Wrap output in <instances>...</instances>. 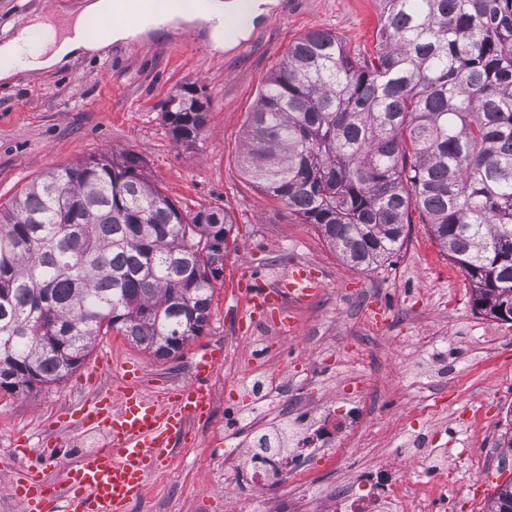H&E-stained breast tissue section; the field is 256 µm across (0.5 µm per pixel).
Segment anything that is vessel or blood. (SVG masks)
I'll return each mask as SVG.
<instances>
[{"instance_id":"vessel-or-blood-1","label":"vessel or blood","mask_w":512,"mask_h":512,"mask_svg":"<svg viewBox=\"0 0 512 512\" xmlns=\"http://www.w3.org/2000/svg\"><path fill=\"white\" fill-rule=\"evenodd\" d=\"M244 291L254 314L265 317L282 314L286 299L316 298L321 283L310 268L298 265L271 287L245 281ZM223 357L220 347L202 353L191 364L192 382L169 390L161 399L131 386L120 401L103 393L86 401L75 423L105 432L107 445L66 467L58 483L46 480L38 470H27L10 481L12 496L24 512H126L149 473L169 460L190 424L209 414L214 403L209 381Z\"/></svg>"}]
</instances>
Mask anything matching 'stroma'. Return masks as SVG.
<instances>
[{
	"instance_id": "35a3bbf8",
	"label": "stroma",
	"mask_w": 512,
	"mask_h": 512,
	"mask_svg": "<svg viewBox=\"0 0 512 512\" xmlns=\"http://www.w3.org/2000/svg\"><path fill=\"white\" fill-rule=\"evenodd\" d=\"M84 3L63 0L53 11L49 0H0V42L35 17L61 22ZM379 15L378 0H290L251 20L247 36L225 26L233 45L221 51L213 50L205 29L198 43L168 48L191 24L177 18L163 31L138 34L139 49L115 42L96 55L0 80V204L37 178L89 157L133 155L185 215L221 209L233 221L201 336L160 359L111 331L64 380L25 395L0 390V462L15 454L21 434L28 446L23 465L60 479L63 465L76 464L96 437L67 422L86 399L99 390L119 397L131 368L147 394L163 397L167 388L190 382L198 353L220 346L224 360L209 382L210 415L191 423L128 512H227L224 448L247 442L254 415L269 427L284 418L275 401L259 403L253 389L279 366V392L369 403L372 423L351 438L347 472L426 446L454 448L462 439L486 449L488 476L464 471L469 489L450 499L447 510L486 512L497 488L512 481V425L506 422L512 323L475 309L469 276L441 250L419 211L411 213L400 251L379 265L355 267L316 225L265 195L241 167L258 96L289 47L326 31L353 56H373ZM188 89L206 102L208 120L195 142L182 144L171 134L166 103ZM297 264L312 268L322 291L314 300L288 303L298 325L289 338L250 318L238 284L246 273L259 284H275ZM434 395L439 405L425 414ZM228 403L239 407V427L224 420Z\"/></svg>"
}]
</instances>
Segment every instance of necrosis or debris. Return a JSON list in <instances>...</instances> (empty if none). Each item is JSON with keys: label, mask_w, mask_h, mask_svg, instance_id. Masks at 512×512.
I'll use <instances>...</instances> for the list:
<instances>
[{"label": "necrosis or debris", "mask_w": 512, "mask_h": 512, "mask_svg": "<svg viewBox=\"0 0 512 512\" xmlns=\"http://www.w3.org/2000/svg\"><path fill=\"white\" fill-rule=\"evenodd\" d=\"M291 434L285 436L275 451L228 448L224 451V498L230 504L261 497L271 503L269 512H305L309 494L306 484L289 488V480L301 473L305 461L321 449H332L329 462L341 469L346 449L336 444L337 429L352 434L369 426L367 412L348 413L336 418V404L325 401L314 414H300ZM454 466L440 465L436 449L426 448L396 462L379 460L364 467L350 481H341L328 491L319 512H433L419 487V479L437 483L460 492L459 464L483 468L480 454L471 448L450 451Z\"/></svg>", "instance_id": "1"}]
</instances>
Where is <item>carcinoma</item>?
I'll return each instance as SVG.
<instances>
[{"label": "carcinoma", "mask_w": 512, "mask_h": 512, "mask_svg": "<svg viewBox=\"0 0 512 512\" xmlns=\"http://www.w3.org/2000/svg\"><path fill=\"white\" fill-rule=\"evenodd\" d=\"M377 55L328 32L288 49L252 112L243 171L343 259L396 254L413 209L470 276L475 307L512 322V0H380ZM190 91L178 143L207 123ZM232 229L188 218L139 170L89 158L0 204V389L69 376L102 330L160 359L201 335ZM488 512H512V482Z\"/></svg>", "instance_id": "obj_1"}]
</instances>
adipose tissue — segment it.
I'll return each mask as SVG.
<instances>
[{"instance_id": "adipose-tissue-1", "label": "adipose tissue", "mask_w": 512, "mask_h": 512, "mask_svg": "<svg viewBox=\"0 0 512 512\" xmlns=\"http://www.w3.org/2000/svg\"><path fill=\"white\" fill-rule=\"evenodd\" d=\"M263 0H196L194 15L211 22L215 49L224 47V24L232 16L246 13L255 14ZM122 9L120 0H86L78 14L68 20L56 23L39 19L30 24L28 32L40 36L37 48H29L27 34L0 42V79L8 80L17 71H43L55 66L69 55H92L101 52L107 44L125 40L137 32L148 30L159 19L174 20L180 11L176 4H169L163 17L150 14L141 15L135 25H116L111 27L107 39H99L89 33L87 19L96 15L112 18Z\"/></svg>"}]
</instances>
